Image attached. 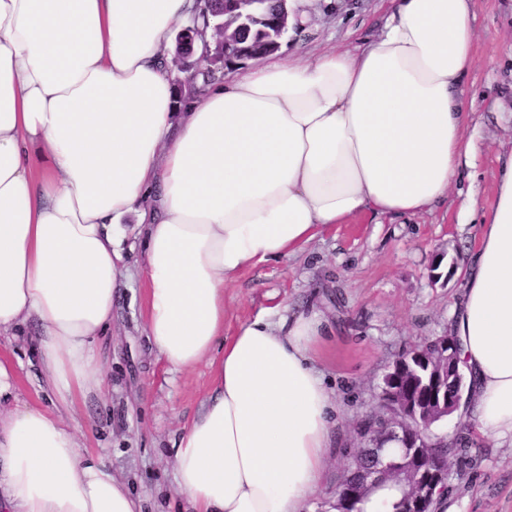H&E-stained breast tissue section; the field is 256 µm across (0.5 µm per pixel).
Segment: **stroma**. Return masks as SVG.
<instances>
[{
	"label": "stroma",
	"instance_id": "stroma-1",
	"mask_svg": "<svg viewBox=\"0 0 512 512\" xmlns=\"http://www.w3.org/2000/svg\"><path fill=\"white\" fill-rule=\"evenodd\" d=\"M477 62L466 79L475 98L465 135L473 143L461 183L447 203L414 219L359 218L327 227L306 249L241 271L224 290V335L263 312H323L327 324L314 366L336 409L324 487L304 512H329L332 493L388 365L403 350L448 333L465 288L461 268L476 242L479 215L460 209L467 194L484 208L495 202L502 147L512 144V0H475ZM307 50L359 51L382 26L387 0H309ZM132 271L113 305L112 331L96 344L108 400L88 395L63 421L78 419L82 442L124 480L143 512H190L176 490L172 447L198 416L212 389L213 368L176 372L158 357L144 331L141 238H129ZM36 332L22 326L0 335V355L18 377L19 405L50 407L34 351ZM458 435L464 450L450 464L448 494L458 512H512V440L485 441L459 415L436 427Z\"/></svg>",
	"mask_w": 512,
	"mask_h": 512
}]
</instances>
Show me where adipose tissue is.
<instances>
[{"label": "adipose tissue", "instance_id": "adipose-tissue-1", "mask_svg": "<svg viewBox=\"0 0 512 512\" xmlns=\"http://www.w3.org/2000/svg\"><path fill=\"white\" fill-rule=\"evenodd\" d=\"M197 0H0V331L34 323L58 407L107 394L96 342L144 237L145 332L171 369L223 353L174 444L193 512H303L333 445L310 365L312 309L224 336V288L322 227L442 205L473 146L464 80L475 0H390L358 53L291 52L213 81L176 111L166 73ZM481 213L452 332L490 442L512 438V153ZM0 359V512H141L56 410L9 407Z\"/></svg>", "mask_w": 512, "mask_h": 512}]
</instances>
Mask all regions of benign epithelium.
Returning a JSON list of instances; mask_svg holds the SVG:
<instances>
[{
	"mask_svg": "<svg viewBox=\"0 0 512 512\" xmlns=\"http://www.w3.org/2000/svg\"><path fill=\"white\" fill-rule=\"evenodd\" d=\"M222 3L224 29L218 30L214 46L204 47L202 55L193 63L195 67L212 66L228 59L242 64L266 56V51L254 49L239 36L252 18L255 0H222ZM195 33L196 29L185 27L177 36L174 63L182 71L188 68L187 59L194 55ZM413 356L426 365L433 382L451 384L454 394L445 392L434 396L424 413L416 414L395 388L399 364L392 363L384 376L376 409L357 425V446L349 455L336 487L333 504L336 512H353L352 507L359 498L389 481L401 485L411 512H427L436 487L448 485L447 469L428 473L417 462L432 456L437 447L432 426L456 412L463 399V375L456 364L457 341L448 334L439 336L433 344L415 349ZM388 440L401 444L404 453L397 457L386 454Z\"/></svg>",
	"mask_w": 512,
	"mask_h": 512,
	"instance_id": "1",
	"label": "benign epithelium"
}]
</instances>
